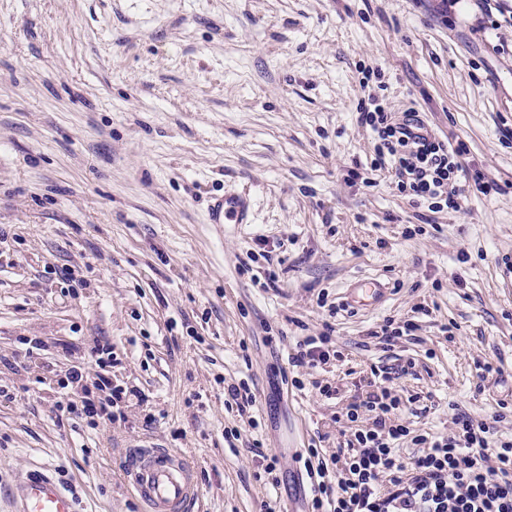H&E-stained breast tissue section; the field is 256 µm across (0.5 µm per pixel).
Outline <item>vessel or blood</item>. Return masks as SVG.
Returning a JSON list of instances; mask_svg holds the SVG:
<instances>
[{"mask_svg":"<svg viewBox=\"0 0 512 512\" xmlns=\"http://www.w3.org/2000/svg\"><path fill=\"white\" fill-rule=\"evenodd\" d=\"M214 225L252 221L246 193L228 190L208 207ZM124 475L137 492L144 512H194L199 487L192 464L171 448H131L125 453ZM18 512H77L75 502L53 479L30 474L15 488Z\"/></svg>","mask_w":512,"mask_h":512,"instance_id":"b4317fda","label":"vessel or blood"}]
</instances>
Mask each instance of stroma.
Masks as SVG:
<instances>
[{
	"instance_id": "1",
	"label": "stroma",
	"mask_w": 512,
	"mask_h": 512,
	"mask_svg": "<svg viewBox=\"0 0 512 512\" xmlns=\"http://www.w3.org/2000/svg\"><path fill=\"white\" fill-rule=\"evenodd\" d=\"M480 18L475 0H0V512L33 473L78 512H141L121 467L139 447L196 465L195 512H290L299 454L335 455L371 367L407 358L416 433H448L461 409L512 436V56ZM364 69L505 192L425 220L388 181L348 185L374 145L356 122ZM227 189L249 193L253 221L219 231L207 201ZM260 235L284 244L257 261L271 288L245 268ZM329 302L347 307L344 358L295 388L288 354L323 332ZM388 317L415 335L383 348ZM96 338L137 396L93 427L57 403L70 347ZM31 339L37 356L15 366ZM484 362L499 373L480 377ZM240 381L256 397L243 415L224 405Z\"/></svg>"
}]
</instances>
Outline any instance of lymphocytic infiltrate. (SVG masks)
Here are the masks:
<instances>
[{
    "mask_svg": "<svg viewBox=\"0 0 512 512\" xmlns=\"http://www.w3.org/2000/svg\"><path fill=\"white\" fill-rule=\"evenodd\" d=\"M357 122L371 133L374 153L365 171H350L349 180L372 187L378 177H387L412 206L432 213L459 211L471 188L485 196L502 191L467 162L464 142L439 137L415 108L396 112L371 94L359 100ZM344 309L341 303L329 305V323L320 335L296 343L289 366L327 364L331 320ZM86 357L99 371L90 382L82 364L67 370L65 383L75 398L66 408L79 410L94 425L115 421L127 393L104 373L112 364V346L95 339ZM414 367L410 359L372 367L371 391L345 408L346 422L355 426L346 449L329 461L318 449H309L303 467L310 480L311 512H512V439L463 411L454 414L448 434L412 435L401 417L406 402L396 385ZM365 415L371 418L369 425L359 426ZM409 438L421 445V453L403 455L401 446Z\"/></svg>",
    "mask_w": 512,
    "mask_h": 512,
    "instance_id": "obj_1",
    "label": "lymphocytic infiltrate"
}]
</instances>
